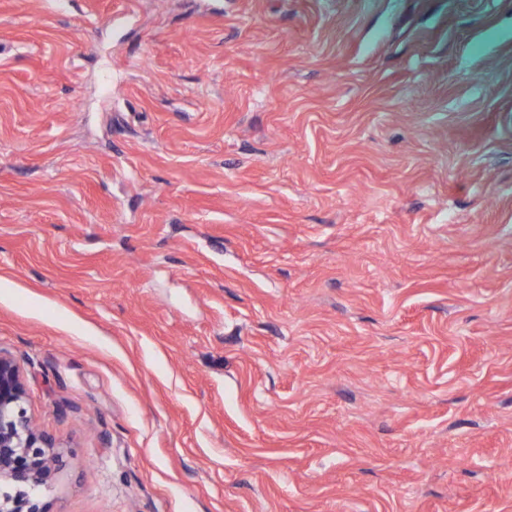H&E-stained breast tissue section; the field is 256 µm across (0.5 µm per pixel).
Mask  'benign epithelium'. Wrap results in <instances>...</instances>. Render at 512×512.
<instances>
[{"label":"benign epithelium","mask_w":512,"mask_h":512,"mask_svg":"<svg viewBox=\"0 0 512 512\" xmlns=\"http://www.w3.org/2000/svg\"><path fill=\"white\" fill-rule=\"evenodd\" d=\"M27 399L20 362L0 350V485L15 489L0 500V512H44L40 495L59 463L56 444L35 426Z\"/></svg>","instance_id":"7a95c632"}]
</instances>
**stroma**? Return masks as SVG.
I'll use <instances>...</instances> for the list:
<instances>
[{
    "label": "stroma",
    "instance_id": "1",
    "mask_svg": "<svg viewBox=\"0 0 512 512\" xmlns=\"http://www.w3.org/2000/svg\"><path fill=\"white\" fill-rule=\"evenodd\" d=\"M0 349L47 512H512V0H0Z\"/></svg>",
    "mask_w": 512,
    "mask_h": 512
}]
</instances>
